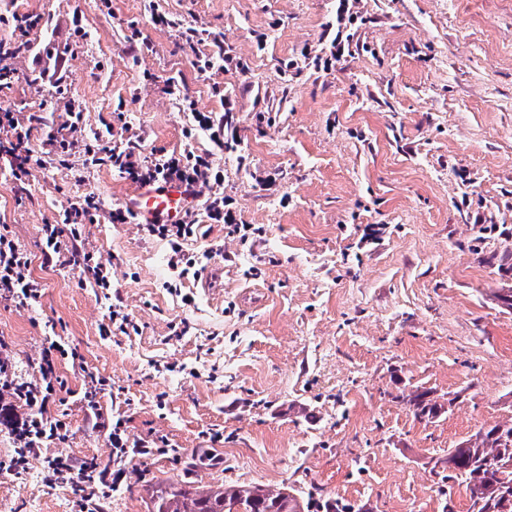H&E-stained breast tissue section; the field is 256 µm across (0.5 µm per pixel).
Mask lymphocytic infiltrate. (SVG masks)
Returning a JSON list of instances; mask_svg holds the SVG:
<instances>
[{"mask_svg":"<svg viewBox=\"0 0 512 512\" xmlns=\"http://www.w3.org/2000/svg\"><path fill=\"white\" fill-rule=\"evenodd\" d=\"M16 40L11 45H0V88L9 87L16 77L13 65L15 58L28 45L27 37L40 23L39 16L30 14L14 15ZM81 105H71L64 124L68 136L49 141L48 156L64 160L73 149H81L88 164L112 166L132 183L146 187L168 178H175L190 185H220L224 174L214 167L210 154L196 153L191 141L195 131L208 132L216 146L224 144V123L212 115L193 111L191 130L185 131L186 145L179 153H162L153 160H143L135 142L112 138L76 139L75 134L82 120ZM30 125L21 123L10 107L0 104V155L8 161L14 178L28 175V167L35 161L28 148ZM99 205L87 197L83 202L65 210L58 223L44 227L45 247L49 258L60 264L78 270L83 281L106 289L110 286V270L95 260L92 253L81 250L78 241L84 224L93 223ZM199 228L197 217H190L183 224H148L144 230L148 235L165 240L170 246L168 266L178 278H187L197 260L186 255L183 244L194 237ZM29 252L7 234L0 232V300L13 303L18 308H28L41 295V285L34 279L29 267ZM62 346L58 340H50L44 347L36 368V378L22 375L13 357L0 345V416L4 417L13 440L10 454L0 455V475L10 476L25 472L30 460L45 454L47 447L63 440L68 424L62 415L52 410L54 398L63 389V381L57 372L56 354ZM99 381L91 379L86 387L82 402L92 411L97 427L107 438L117 463H124L135 456L168 452V441L163 437L139 440L130 445L123 420L113 418L103 411L98 400ZM48 473L56 481L68 482L73 472H80L78 493L85 500L105 498L112 494V470L101 465L96 459L85 460L81 466H74L64 455L48 456Z\"/></svg>","mask_w":512,"mask_h":512,"instance_id":"lymphocytic-infiltrate-1","label":"lymphocytic infiltrate"}]
</instances>
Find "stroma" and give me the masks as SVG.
Returning <instances> with one entry per match:
<instances>
[{"label": "stroma", "mask_w": 512, "mask_h": 512, "mask_svg": "<svg viewBox=\"0 0 512 512\" xmlns=\"http://www.w3.org/2000/svg\"><path fill=\"white\" fill-rule=\"evenodd\" d=\"M158 12L224 43L222 69L199 73L213 46L155 25L144 0H0V43L14 14L40 16L18 77L0 90L37 115L29 148L61 136L70 101L82 129L126 131L144 157L179 152L185 101L224 118L229 144L195 148L224 171L232 225L188 241L200 273L171 294L167 242L110 223L133 190L83 156L0 166V227L31 253L41 295L0 301V342L32 374L61 336L70 423L52 445L81 462L112 450L77 393L85 374L113 390L100 404L130 441L166 436L177 455L133 459L95 512H148L165 481L292 486L375 512H470L464 485L433 461L479 427L512 419V0H154ZM344 49L331 50L334 39ZM61 72L63 96L49 92ZM178 79L184 100L162 90ZM103 214L82 246L106 263L108 292L43 255L44 225L85 197ZM137 326L99 333L112 307ZM463 392L441 418L414 417L404 393ZM73 485L45 457L0 476V512H78Z\"/></svg>", "instance_id": "1"}]
</instances>
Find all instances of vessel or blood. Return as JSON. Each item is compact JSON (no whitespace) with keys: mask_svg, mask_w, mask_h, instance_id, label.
<instances>
[{"mask_svg":"<svg viewBox=\"0 0 512 512\" xmlns=\"http://www.w3.org/2000/svg\"><path fill=\"white\" fill-rule=\"evenodd\" d=\"M198 199V188L179 181H166L131 192L125 196L123 205L141 223L179 224L194 212Z\"/></svg>","mask_w":512,"mask_h":512,"instance_id":"obj_1","label":"vessel or blood"}]
</instances>
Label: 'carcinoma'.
I'll return each mask as SVG.
<instances>
[{
  "label": "carcinoma",
  "instance_id": "obj_1",
  "mask_svg": "<svg viewBox=\"0 0 512 512\" xmlns=\"http://www.w3.org/2000/svg\"><path fill=\"white\" fill-rule=\"evenodd\" d=\"M415 417L432 420L446 413L444 404L429 390L416 389L403 396ZM456 474L466 485L470 501L482 500L490 512H512V419L482 427L455 447ZM498 465L501 478L484 468L485 461ZM288 488L266 489L256 485L227 484L199 489L176 482L151 497L152 512H302L297 496Z\"/></svg>",
  "mask_w": 512,
  "mask_h": 512
}]
</instances>
